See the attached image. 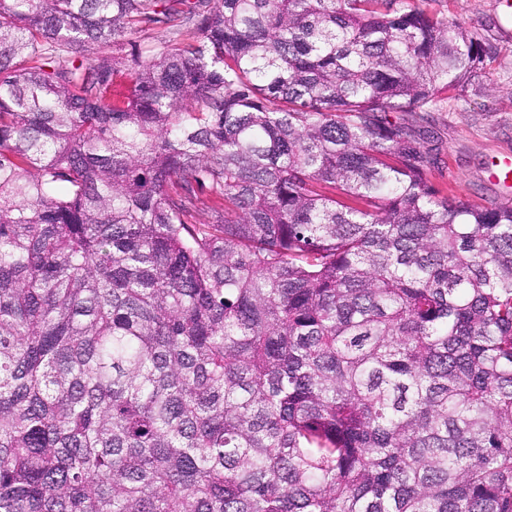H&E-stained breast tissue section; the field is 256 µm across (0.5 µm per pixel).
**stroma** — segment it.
Here are the masks:
<instances>
[{
	"instance_id": "stroma-1",
	"label": "stroma",
	"mask_w": 512,
	"mask_h": 512,
	"mask_svg": "<svg viewBox=\"0 0 512 512\" xmlns=\"http://www.w3.org/2000/svg\"><path fill=\"white\" fill-rule=\"evenodd\" d=\"M421 8L478 31L495 60L465 91L429 116L431 144L442 163L430 181L457 201L512 206V185L489 175L493 161L512 157V9L503 0H416Z\"/></svg>"
}]
</instances>
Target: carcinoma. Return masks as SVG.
I'll return each mask as SVG.
<instances>
[{"label": "carcinoma", "instance_id": "cac0c4a2", "mask_svg": "<svg viewBox=\"0 0 512 512\" xmlns=\"http://www.w3.org/2000/svg\"><path fill=\"white\" fill-rule=\"evenodd\" d=\"M495 57L407 0H0V512H512V207L427 178Z\"/></svg>", "mask_w": 512, "mask_h": 512}]
</instances>
